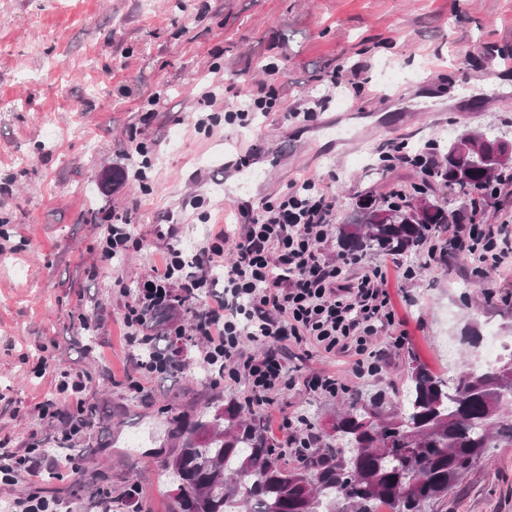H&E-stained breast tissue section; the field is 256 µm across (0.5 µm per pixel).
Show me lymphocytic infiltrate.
Returning a JSON list of instances; mask_svg holds the SVG:
<instances>
[{
	"instance_id": "1",
	"label": "lymphocytic infiltrate",
	"mask_w": 512,
	"mask_h": 512,
	"mask_svg": "<svg viewBox=\"0 0 512 512\" xmlns=\"http://www.w3.org/2000/svg\"><path fill=\"white\" fill-rule=\"evenodd\" d=\"M436 150L430 141L416 153L404 143L390 142L380 146L379 157L432 177L438 170ZM334 208L330 183L306 179L290 185L276 200L264 201L260 209L238 205L237 235L214 234L189 258L169 248L162 268L138 283L127 307L129 347H141V309L169 303L173 287L194 301L220 286V303L201 310L190 333L204 343L206 367L217 368L225 382H247L252 404L269 405L273 392L300 380L279 354L243 358L247 342L265 347L285 339L309 343L324 353L348 357L355 377L378 373L372 339L395 323L385 275L376 268L349 279L344 272L356 265V258H344L339 265L325 260L321 246L332 231ZM454 248L492 270L512 265V233L501 227L470 225L456 237Z\"/></svg>"
}]
</instances>
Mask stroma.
<instances>
[{
    "instance_id": "1",
    "label": "stroma",
    "mask_w": 512,
    "mask_h": 512,
    "mask_svg": "<svg viewBox=\"0 0 512 512\" xmlns=\"http://www.w3.org/2000/svg\"><path fill=\"white\" fill-rule=\"evenodd\" d=\"M491 49L512 53V0H0V440L19 453L54 447L68 410L57 371L87 375L83 404L97 412L73 437L78 472L22 474L0 483V503L38 494L58 512H98L101 498L134 485L140 495L124 512H170L158 469L180 443L176 415L246 392L204 380L197 341L181 371L131 389L138 358L124 314L136 282L169 246L190 255L212 225L234 231L236 204L309 177L333 179L340 218L367 192L412 199L425 182L433 198L458 196L416 168L382 165L376 149L445 145L490 126L512 137V92L471 94L492 68ZM354 65L366 80L359 93ZM335 70L338 89L326 81ZM215 83L214 103L203 104ZM268 83L279 111L246 127L223 123ZM306 95L330 102L315 121L285 119ZM211 114L218 125L197 129ZM110 168L122 171L120 186L102 184ZM119 218L139 245L102 261L98 242ZM165 224L180 225L177 241L161 236ZM380 264L398 314L372 340L380 384L399 379L412 354L454 374L468 326L512 337V273L479 275L454 259L443 268L425 254L409 278L385 255L350 273ZM275 350L299 377L362 385L347 358L289 340ZM348 400L299 385L275 394L263 420L273 431L307 409L322 422ZM442 512H512V445L479 461Z\"/></svg>"
}]
</instances>
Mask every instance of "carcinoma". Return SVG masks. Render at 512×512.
Wrapping results in <instances>:
<instances>
[{
    "label": "carcinoma",
    "mask_w": 512,
    "mask_h": 512,
    "mask_svg": "<svg viewBox=\"0 0 512 512\" xmlns=\"http://www.w3.org/2000/svg\"><path fill=\"white\" fill-rule=\"evenodd\" d=\"M498 135L463 133L448 144L440 161V180L471 196L477 210L512 186V153L500 151L495 169L482 153ZM423 221L409 201L377 208L362 205L376 196L357 198L350 218L336 227L337 255L360 260L372 254L417 255L433 239L432 259L448 266V229L457 213L420 190ZM179 298L159 310L145 309V323L166 338ZM179 419L182 442L172 460L187 493L174 496L172 512H433L448 504L471 465L494 448L512 444V349L494 365L464 366L448 378L411 357L398 384L357 394L336 415L335 435L302 457L288 459V449L267 436L260 412L235 398L224 415L211 420Z\"/></svg>",
    "instance_id": "obj_1"
}]
</instances>
